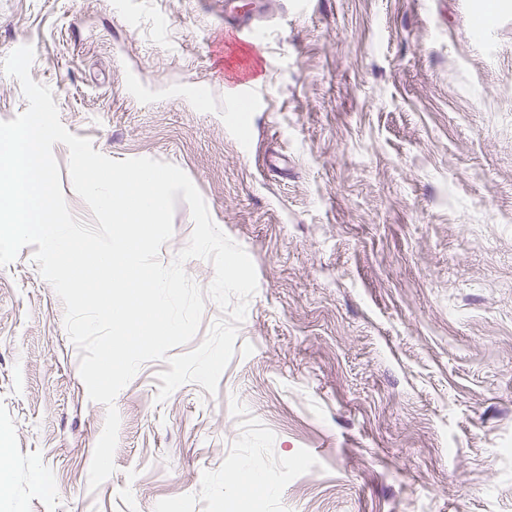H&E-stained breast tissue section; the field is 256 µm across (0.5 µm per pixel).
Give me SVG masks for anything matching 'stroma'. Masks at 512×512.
<instances>
[{
  "instance_id": "35a3bbf8",
  "label": "stroma",
  "mask_w": 512,
  "mask_h": 512,
  "mask_svg": "<svg viewBox=\"0 0 512 512\" xmlns=\"http://www.w3.org/2000/svg\"><path fill=\"white\" fill-rule=\"evenodd\" d=\"M234 101L224 0H0V61L116 159L181 168L258 279L216 393L106 416L27 246L0 267V512H512V0H271ZM141 75L145 87L129 92ZM248 457L281 476L224 506Z\"/></svg>"
}]
</instances>
